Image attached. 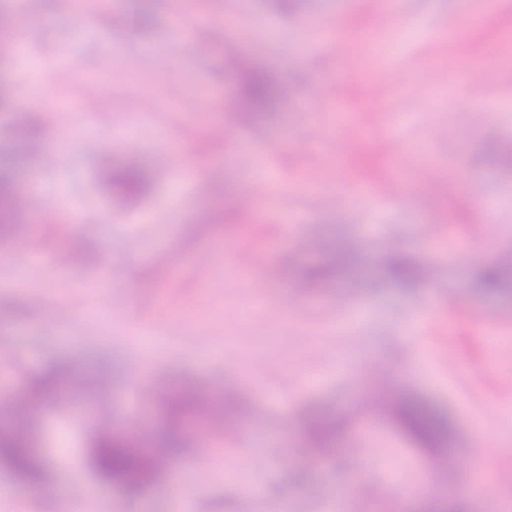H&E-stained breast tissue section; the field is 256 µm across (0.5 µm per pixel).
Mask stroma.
I'll use <instances>...</instances> for the list:
<instances>
[{
	"instance_id": "stroma-1",
	"label": "stroma",
	"mask_w": 512,
	"mask_h": 512,
	"mask_svg": "<svg viewBox=\"0 0 512 512\" xmlns=\"http://www.w3.org/2000/svg\"><path fill=\"white\" fill-rule=\"evenodd\" d=\"M149 3L150 25L114 32L112 13L129 0H79L68 10L59 0H0L18 16L26 50L0 48V86L17 104L0 112V150L14 124H34L61 161L46 169L30 155L17 171L20 193L65 190L80 222L98 227L82 244L85 262L67 269L57 257L76 228L61 210L22 215L37 251L0 240V396L25 391L27 376L59 358L73 362L79 386L92 362L109 367L99 411L78 401L65 423L48 399L26 410L48 439L66 438L63 465L48 471L49 488L65 491L62 512H171V477L132 498L82 463L84 423L134 424L144 442L162 425L157 404L130 383L144 334L156 345L149 379L242 388L262 417L232 442L214 437L205 453L195 448L198 425H187L182 462L196 488L182 512H332L339 491L351 512H444L452 500L464 512H512V386L501 380L512 373V293L485 294L476 280L487 248L512 251V0H299L289 13L272 0ZM176 16L189 37L202 23L235 19L238 49L196 56L189 38L172 35ZM315 28L333 40L308 47ZM237 58L276 70L294 98L260 128L215 140L224 116L210 101L234 100ZM35 94L43 104L32 108ZM340 119L357 129L353 140L338 138ZM107 160L148 168L152 190L113 206ZM185 167L194 176L175 203L169 188ZM392 182L404 195L387 193ZM360 187L371 197L358 196ZM475 188L499 206L481 224ZM247 192L261 196L259 210L237 211ZM201 210L210 223L196 222ZM348 239L360 243L361 271L347 302L333 279L295 288ZM391 248L417 262L433 254L443 286L434 308L427 284L400 286L377 270ZM255 249L283 274L250 295V273L228 279L224 267ZM421 314L426 368L413 374L417 351L404 329ZM372 357L394 392L447 412L461 465L488 457L494 499L460 497L455 475L435 476L426 450L357 413L371 392L362 374ZM314 406L351 423L335 456L317 462L298 452ZM270 442L287 458L266 454ZM239 461L243 483L226 477ZM0 512H44V501L0 470Z\"/></svg>"
}]
</instances>
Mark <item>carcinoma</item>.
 I'll return each mask as SVG.
<instances>
[{
	"instance_id": "cac0c4a2",
	"label": "carcinoma",
	"mask_w": 512,
	"mask_h": 512,
	"mask_svg": "<svg viewBox=\"0 0 512 512\" xmlns=\"http://www.w3.org/2000/svg\"><path fill=\"white\" fill-rule=\"evenodd\" d=\"M292 94V86L275 72L261 65L246 71L240 80L237 100L229 106L246 125H259ZM36 147L34 129L24 125L13 132V148L0 153V234L16 235L17 216L21 212L20 196L16 188L18 166ZM149 186L146 174L135 166L112 170V193L118 200L131 199ZM387 277L405 282L429 277L424 265H409L400 256L392 255L383 265ZM332 273L348 282L355 281L359 270V251L350 241L341 242L333 249L330 265ZM482 286L487 290L512 289V258L505 256L480 271ZM70 367L65 362L49 372L30 379L29 391L49 397L56 409L63 413L73 408L74 397L62 392ZM374 384L377 394L373 409L385 418L395 420L410 438L436 452L434 467L440 473L457 470V459L451 448V430L445 418L430 402L413 393L392 396L385 384L382 369L376 370ZM165 416L163 427L154 435L151 446L145 448L132 436L91 428L87 432L84 460L103 482L117 484L131 497H136L157 484L162 477V461H177L186 449L184 426L189 421L206 418L210 402L205 391L183 383L162 397ZM241 394L237 390L224 391V415L215 419L216 425L229 439L239 430ZM10 427L0 429V467L11 471L15 479L33 489L43 486L47 478L48 454L40 448L39 424L14 412ZM343 424L318 410L308 412L301 451L315 458L336 452V441Z\"/></svg>"
}]
</instances>
